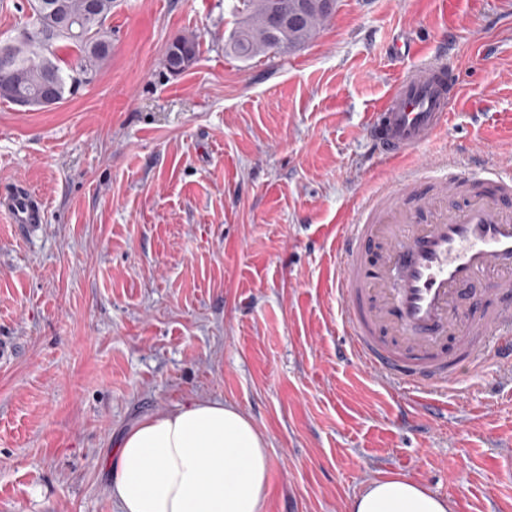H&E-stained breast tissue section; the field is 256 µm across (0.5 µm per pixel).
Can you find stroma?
Wrapping results in <instances>:
<instances>
[{
  "label": "stroma",
  "instance_id": "1",
  "mask_svg": "<svg viewBox=\"0 0 512 512\" xmlns=\"http://www.w3.org/2000/svg\"><path fill=\"white\" fill-rule=\"evenodd\" d=\"M230 2L114 0L92 83L0 101V190L46 205L33 232L0 213V512H117L118 436L195 398L265 434L267 512H348L389 474L512 512V372H462L431 415L337 358L335 284L337 227L372 186L426 158L512 161V0H336L311 43L247 61ZM434 58L459 99L392 168L368 114ZM197 50H198V41H197L196 35H193V34L183 35V36L176 38L171 43V45L169 46V48L166 52L165 59H164L166 68L174 74H178V73L185 71L187 68H189L193 64V62L196 58ZM174 51H177L181 54V60H182L181 65H180L181 68L176 72L171 69V67L174 66V64H173L172 60L170 59L171 54Z\"/></svg>",
  "mask_w": 512,
  "mask_h": 512
}]
</instances>
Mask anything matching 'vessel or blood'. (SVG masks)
Wrapping results in <instances>:
<instances>
[{
	"instance_id": "obj_1",
	"label": "vessel or blood",
	"mask_w": 512,
	"mask_h": 512,
	"mask_svg": "<svg viewBox=\"0 0 512 512\" xmlns=\"http://www.w3.org/2000/svg\"><path fill=\"white\" fill-rule=\"evenodd\" d=\"M456 100L444 63L408 71L370 114L378 158L432 143ZM0 212L33 229L44 202L17 186L0 192ZM336 292L351 356L393 388L447 395L488 354L511 369L512 173H409L368 193L336 234Z\"/></svg>"
}]
</instances>
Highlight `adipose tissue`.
<instances>
[{
    "instance_id": "1",
    "label": "adipose tissue",
    "mask_w": 512,
    "mask_h": 512,
    "mask_svg": "<svg viewBox=\"0 0 512 512\" xmlns=\"http://www.w3.org/2000/svg\"><path fill=\"white\" fill-rule=\"evenodd\" d=\"M268 442L235 406L206 399L127 431L106 465L120 512H266ZM350 512H452L447 498L402 475L365 482Z\"/></svg>"
}]
</instances>
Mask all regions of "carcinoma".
Instances as JSON below:
<instances>
[{
	"label": "carcinoma",
	"instance_id": "carcinoma-1",
	"mask_svg": "<svg viewBox=\"0 0 512 512\" xmlns=\"http://www.w3.org/2000/svg\"><path fill=\"white\" fill-rule=\"evenodd\" d=\"M113 0H27L29 13L24 28L33 36L0 42V53L10 55L8 68L0 67V100L30 110L64 100L65 94L94 80L110 55L111 42L104 22L112 14ZM231 10L241 14L229 42L240 58L250 60L271 50L291 52L314 40L331 19L321 0H238ZM282 16L271 24L273 14ZM66 42L76 53L69 71L58 63L56 48ZM197 36L176 38L165 55L181 54L180 71L189 68L197 54Z\"/></svg>",
	"mask_w": 512,
	"mask_h": 512
}]
</instances>
